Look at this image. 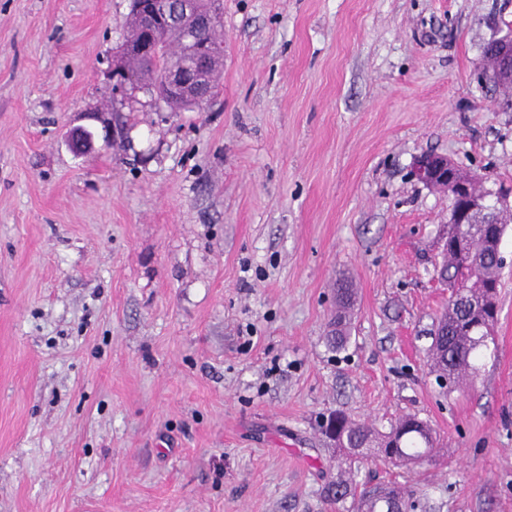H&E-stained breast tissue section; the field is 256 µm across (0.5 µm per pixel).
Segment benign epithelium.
I'll use <instances>...</instances> for the list:
<instances>
[{
  "label": "benign epithelium",
  "instance_id": "benign-epithelium-1",
  "mask_svg": "<svg viewBox=\"0 0 512 512\" xmlns=\"http://www.w3.org/2000/svg\"><path fill=\"white\" fill-rule=\"evenodd\" d=\"M130 8L139 18L137 34L121 45L112 64V89L115 94H126L127 90L140 88V75L127 59L143 57L152 62L158 56L157 34L172 27L187 32L179 61L169 62L160 70L161 96L153 100L161 104L167 98H177L194 106L210 102L217 76L213 71V59L222 50L217 41L202 40L200 34L215 30L220 23L217 7L203 10L198 0H130ZM493 55L486 57L488 73L497 85L512 88V23L506 24L504 33L489 43ZM70 144L74 152L83 154L94 147V137L83 126L71 131ZM412 174L424 186L448 194L458 202L450 213L446 247L461 251L469 240L468 225L474 219L492 227L488 235L489 247L493 250L498 265L504 264L501 252L502 235L500 215L512 212L509 196L478 184L476 173L459 167L445 155L424 152L415 159Z\"/></svg>",
  "mask_w": 512,
  "mask_h": 512
}]
</instances>
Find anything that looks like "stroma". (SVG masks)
Returning a JSON list of instances; mask_svg holds the SVG:
<instances>
[{
	"instance_id": "obj_1",
	"label": "stroma",
	"mask_w": 512,
	"mask_h": 512,
	"mask_svg": "<svg viewBox=\"0 0 512 512\" xmlns=\"http://www.w3.org/2000/svg\"><path fill=\"white\" fill-rule=\"evenodd\" d=\"M128 12L0 0V512H336L337 411L430 425L432 461L358 464L416 512H512V223L495 343L440 384L451 201L411 175L432 151L512 187L483 75L512 0H222L182 112L113 95ZM355 293L353 288H350L347 284H341L337 289V302L339 310L336 316L331 319L328 327L336 326V336H328L327 344L333 349H341L346 344L349 338V320L348 312L354 306Z\"/></svg>"
}]
</instances>
